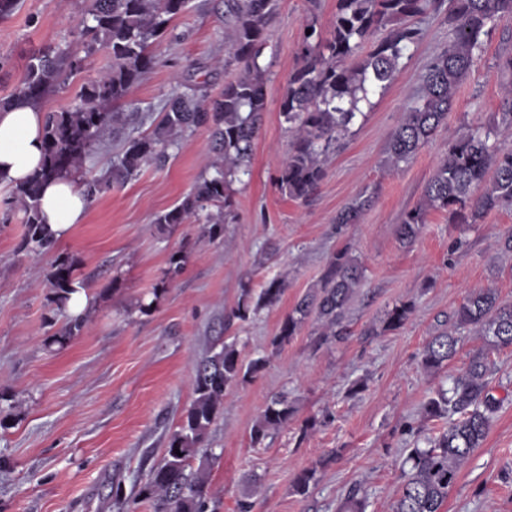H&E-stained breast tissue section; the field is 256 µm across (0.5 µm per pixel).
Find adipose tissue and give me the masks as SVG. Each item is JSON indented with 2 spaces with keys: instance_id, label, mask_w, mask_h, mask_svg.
<instances>
[{
  "instance_id": "ef3b65f1",
  "label": "adipose tissue",
  "mask_w": 512,
  "mask_h": 512,
  "mask_svg": "<svg viewBox=\"0 0 512 512\" xmlns=\"http://www.w3.org/2000/svg\"><path fill=\"white\" fill-rule=\"evenodd\" d=\"M42 106L20 98L0 105V182L19 184L35 175L44 155ZM89 201L73 176L46 183L40 200L42 223L63 237L83 223Z\"/></svg>"
}]
</instances>
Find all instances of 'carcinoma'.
Masks as SVG:
<instances>
[{
    "mask_svg": "<svg viewBox=\"0 0 512 512\" xmlns=\"http://www.w3.org/2000/svg\"><path fill=\"white\" fill-rule=\"evenodd\" d=\"M277 2L224 0V29L242 72L215 96L200 85L176 86L151 131L125 142L112 164V178H83L89 199L109 189L113 179L126 181L148 164L165 165L168 150L179 147L188 133L205 127L210 131L213 173L201 177L193 191L174 208L157 215L155 223L202 219L210 236L220 234L231 215L230 186L250 174L254 140L267 109L269 71L259 59ZM439 7V0H337L330 36H323L313 23L307 25L311 34L302 35L299 65L290 74L280 100V114L292 133L277 177L282 195L306 201L314 194L326 175L330 154L357 116L363 115L359 103L368 101L370 88L387 89L421 42L422 30L407 20ZM188 8L189 0H92L76 26L82 53L49 45L30 58L24 80L3 102L17 96L41 101L64 78L86 70L89 58L101 49L112 54V66L82 84L71 108L47 114L43 169L12 190L13 200L25 214V248L42 252L55 247L57 239L40 219V183L78 172L85 158L102 144L106 128L124 122L125 114L115 111L114 105L126 99L155 68L156 49L167 37L170 22ZM504 16L512 17V0H448V47L427 65L418 91L388 138L386 153L391 166L410 161L447 122L448 112L455 106L456 88L481 59L484 37ZM367 43L370 49L363 55ZM504 94L506 108L500 121L470 129L448 142V152L426 183L421 202L405 213L399 225L402 243L416 238L431 210L448 212L455 224H477L492 210L512 207V148L501 143L503 133H512L511 84ZM374 201L372 192L358 195L338 211L335 223H357ZM362 278L358 257L347 248L334 252L317 287L308 289L282 320L273 348L288 344L310 319L320 325L319 343L345 340L346 311ZM46 282L53 290L52 303L67 318L60 339L79 334L84 314L67 313L75 291V261L57 258ZM283 292L284 280L278 278L268 282L256 298L244 288L231 317L244 322L276 303ZM412 309L407 301L394 304L385 312L383 330L402 328ZM466 332L482 336L483 346L450 378L448 387L438 388L424 403L423 414L446 421V427L436 436L415 439L394 512H442L462 467L483 445L492 418L503 406L490 377L494 372L492 356L512 347V304L501 301L498 289L469 291L447 325L423 345L421 365L429 372L443 369ZM265 363L264 358L244 363L237 342L221 339L196 363L193 401L178 429L171 433L162 462L150 471L140 490L154 512H211L209 467L192 463L203 453L227 391L247 381ZM294 414L288 394L273 396L251 428L252 447L264 445ZM317 472L316 464L302 469L294 479V492L307 495ZM260 486V477L252 476L237 502L238 512H252L250 497ZM367 507L366 499L352 491L340 503L339 512H366Z\"/></svg>",
    "mask_w": 512,
    "mask_h": 512,
    "instance_id": "carcinoma-1",
    "label": "carcinoma"
}]
</instances>
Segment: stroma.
I'll return each instance as SVG.
<instances>
[{
	"mask_svg": "<svg viewBox=\"0 0 512 512\" xmlns=\"http://www.w3.org/2000/svg\"><path fill=\"white\" fill-rule=\"evenodd\" d=\"M90 3L18 0L0 19V97L21 83L36 49L75 42ZM336 5L280 0L261 58L270 71L267 111L251 173L232 186L234 220L220 236H202L195 221L154 222L206 172L204 128L171 150L165 166H145L90 202L85 222L47 253L23 248L24 213L12 204L10 185H0V512H117L113 484L138 494L193 399V367L217 336L236 341L244 361L268 358L251 380L228 391L207 438L219 512H237L254 474L261 488L252 512H336L353 489L367 496V512H393L414 431L439 427L423 417V403L467 365L482 339L464 336L436 374L419 364L423 344L471 289L490 285L512 302V254L497 248L498 237L512 229V209L489 212L478 224H452L446 212L432 211L413 243L398 238L402 214L420 203L449 141L464 128L498 120L504 87L512 83V74L497 67L512 57V18L498 20L487 37L447 123L412 160L391 169L389 135L430 58L448 43L447 8L415 18L423 40L390 86L372 96L331 155L317 192L302 202L275 184L289 141L279 102L306 25L330 32ZM222 13L221 0H192L172 21L174 38L159 46L158 65L119 105L132 120L107 131L84 171L104 174L127 138L149 132L176 84L203 82L214 94L237 77L239 64L226 59ZM111 63L98 51L86 74L44 98V109L70 108L85 78ZM363 192L375 193L374 206L359 223L335 224L337 212ZM344 247L365 269L347 309L348 339L318 344L308 325L273 350L281 321ZM60 255L75 260L88 298L82 332L64 344L56 338L65 320L45 281ZM175 256L183 270L172 278ZM274 278L285 281L279 301L248 321H229L242 289L260 291ZM407 300L414 310L405 326L382 331L385 310ZM495 368L492 385L505 403L443 512H512V347L496 355ZM360 378L366 389L349 395ZM282 392L296 408L293 420L252 447V425L267 399ZM314 462L316 484L307 496L293 493L296 474Z\"/></svg>",
	"mask_w": 512,
	"mask_h": 512,
	"instance_id": "35a3bbf8",
	"label": "stroma"
}]
</instances>
